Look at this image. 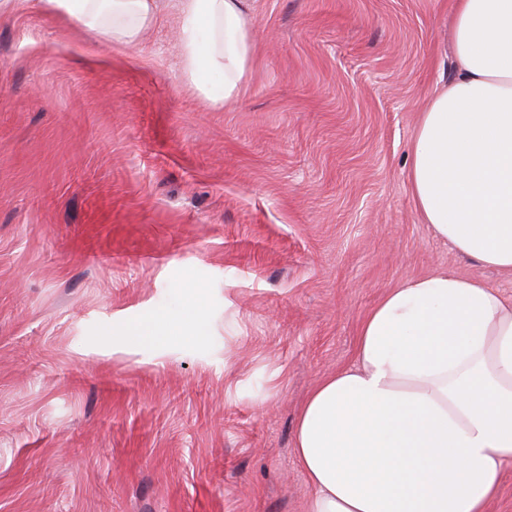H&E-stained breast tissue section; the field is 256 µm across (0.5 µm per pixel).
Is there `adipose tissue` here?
I'll return each mask as SVG.
<instances>
[{
  "label": "adipose tissue",
  "mask_w": 512,
  "mask_h": 512,
  "mask_svg": "<svg viewBox=\"0 0 512 512\" xmlns=\"http://www.w3.org/2000/svg\"><path fill=\"white\" fill-rule=\"evenodd\" d=\"M38 2L123 50L168 3L183 71L210 106L232 109L250 81L245 0ZM453 45L456 77L412 137L410 191L436 237L512 275V0H456ZM203 329L189 308L178 324L129 327L121 340L164 345ZM295 455L312 489L306 512H488L512 462V300L448 269L390 289L362 320L353 363L305 401Z\"/></svg>",
  "instance_id": "ef3b65f1"
}]
</instances>
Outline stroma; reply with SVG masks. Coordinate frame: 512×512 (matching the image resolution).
I'll return each instance as SVG.
<instances>
[{"instance_id":"obj_1","label":"stroma","mask_w":512,"mask_h":512,"mask_svg":"<svg viewBox=\"0 0 512 512\" xmlns=\"http://www.w3.org/2000/svg\"><path fill=\"white\" fill-rule=\"evenodd\" d=\"M454 0H248L235 110L161 9L131 64L0 13V512H305L300 408L390 288L512 276L436 239L407 182L454 74ZM204 314L164 351L128 326Z\"/></svg>"}]
</instances>
